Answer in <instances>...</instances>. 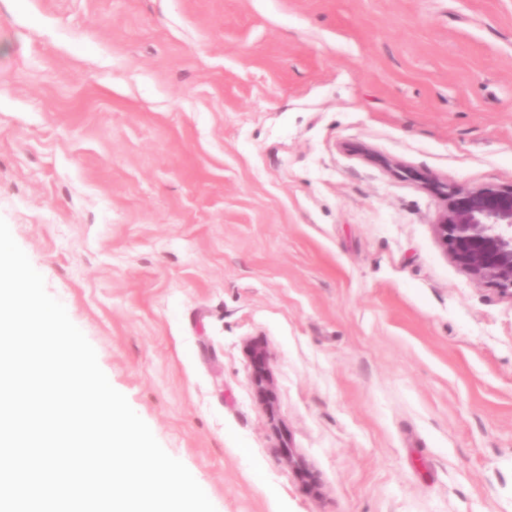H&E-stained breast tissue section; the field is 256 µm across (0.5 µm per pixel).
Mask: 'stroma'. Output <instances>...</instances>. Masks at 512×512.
<instances>
[{"instance_id":"obj_1","label":"stroma","mask_w":512,"mask_h":512,"mask_svg":"<svg viewBox=\"0 0 512 512\" xmlns=\"http://www.w3.org/2000/svg\"><path fill=\"white\" fill-rule=\"evenodd\" d=\"M424 175L512 186V0H0V217L216 512H512ZM252 382L256 395L266 402H271V379L265 355L260 350L254 354Z\"/></svg>"}]
</instances>
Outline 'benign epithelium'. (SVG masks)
Wrapping results in <instances>:
<instances>
[{
  "mask_svg": "<svg viewBox=\"0 0 512 512\" xmlns=\"http://www.w3.org/2000/svg\"><path fill=\"white\" fill-rule=\"evenodd\" d=\"M445 201L435 224L451 258L478 280L512 296V186L470 189L428 182ZM256 395L272 399L271 379L262 351L254 354Z\"/></svg>",
  "mask_w": 512,
  "mask_h": 512,
  "instance_id": "1",
  "label": "benign epithelium"
}]
</instances>
